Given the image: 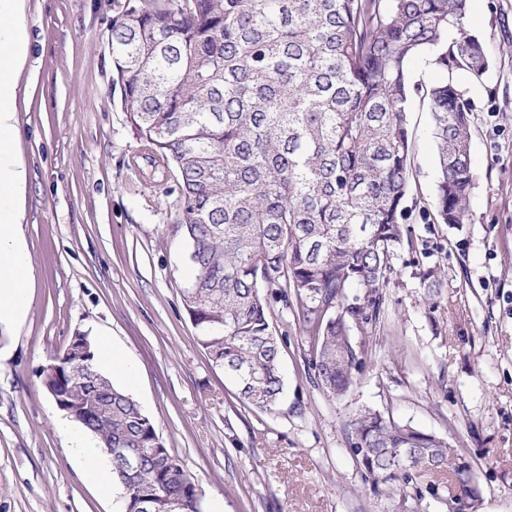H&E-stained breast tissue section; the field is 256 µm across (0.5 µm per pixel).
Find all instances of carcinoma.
Segmentation results:
<instances>
[{"mask_svg":"<svg viewBox=\"0 0 512 512\" xmlns=\"http://www.w3.org/2000/svg\"><path fill=\"white\" fill-rule=\"evenodd\" d=\"M467 0H125L112 20V85L146 159L176 175V223L193 271L181 291L199 344L241 401L271 412L283 391L272 319L291 310L313 343L317 386L336 397L360 362L351 332L380 314L407 233L412 99L429 101L436 210L463 223L474 174L471 114L453 73L481 78L489 56L465 27ZM422 60L443 74L412 79ZM421 283L432 297L442 275ZM358 293H351V289ZM70 345L44 373L112 459L124 512H202L200 491L141 406ZM366 473L409 482L451 471L448 512L478 500L448 441L372 410L347 424Z\"/></svg>","mask_w":512,"mask_h":512,"instance_id":"carcinoma-1","label":"carcinoma"}]
</instances>
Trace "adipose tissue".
Segmentation results:
<instances>
[{
    "mask_svg": "<svg viewBox=\"0 0 512 512\" xmlns=\"http://www.w3.org/2000/svg\"><path fill=\"white\" fill-rule=\"evenodd\" d=\"M16 0H0V329L23 320L31 304L33 265L21 231L20 192L25 171L15 161L16 110L12 86L27 56L28 39L15 23ZM67 455L104 493L117 477L90 432L66 427Z\"/></svg>",
    "mask_w": 512,
    "mask_h": 512,
    "instance_id": "adipose-tissue-1",
    "label": "adipose tissue"
}]
</instances>
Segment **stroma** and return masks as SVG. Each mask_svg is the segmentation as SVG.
I'll list each match as a JSON object with an SVG mask.
<instances>
[{"label": "stroma", "mask_w": 512, "mask_h": 512, "mask_svg": "<svg viewBox=\"0 0 512 512\" xmlns=\"http://www.w3.org/2000/svg\"><path fill=\"white\" fill-rule=\"evenodd\" d=\"M125 0H21L29 39L16 86L23 231L34 269L26 320L0 332V512H124L63 453L65 415L42 369L76 333L109 341L137 369L132 397L224 512H446L429 487L366 474L347 423L371 409L447 439L470 465L474 512H512V0H468L465 26L490 54L456 80L472 112L475 174L460 227L435 219L437 156L414 99L408 237L392 259L379 318L352 343L354 387L328 397L292 314L274 320L284 394L274 412L240 402L185 311V243L175 196L129 166L138 149L112 94V19ZM441 272L434 300L420 273Z\"/></svg>", "instance_id": "obj_1"}]
</instances>
